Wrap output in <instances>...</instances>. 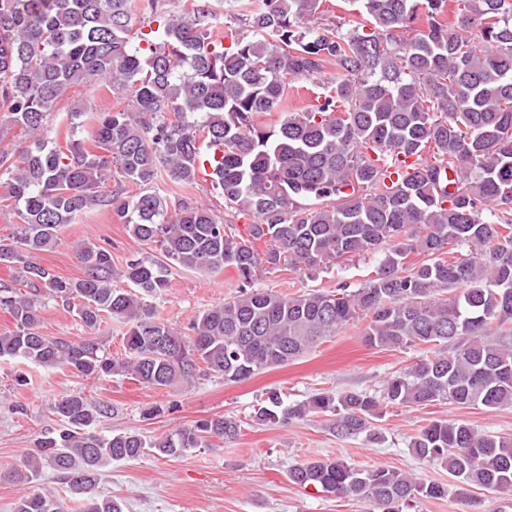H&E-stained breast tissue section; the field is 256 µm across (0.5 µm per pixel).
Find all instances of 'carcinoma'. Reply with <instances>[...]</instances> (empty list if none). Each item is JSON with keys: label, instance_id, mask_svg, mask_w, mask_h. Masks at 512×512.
<instances>
[{"label": "carcinoma", "instance_id": "carcinoma-1", "mask_svg": "<svg viewBox=\"0 0 512 512\" xmlns=\"http://www.w3.org/2000/svg\"><path fill=\"white\" fill-rule=\"evenodd\" d=\"M352 27L328 18L326 0H246L213 36L220 0H0V112L28 137L0 152L7 192L0 209L20 226L0 236V263L22 265L0 279V309L15 330L0 358L68 368L85 379L131 376L162 390L216 373L244 382L288 364L354 321L367 320L372 347L430 345L429 354L367 392H316L283 406L277 392L256 424L325 419L339 437L380 439V406L447 401L474 408L512 403V0H345ZM324 83L304 112H286L290 79ZM97 82L129 93L123 108L66 112L68 92ZM279 114L268 122L264 117ZM117 169L139 187L106 186ZM207 173L224 200L220 220L204 202L175 203L155 190ZM112 213L152 251L126 260L113 285L111 253L76 250L84 276L66 279L32 261L53 248L79 214ZM250 215L240 231L233 218ZM382 255L363 286L281 296L253 287L273 270L334 269ZM229 269L239 295L199 315L183 332L146 298L169 287V267ZM49 297L75 314L87 337L39 332ZM125 323V357L104 349L103 319ZM46 431L3 478L25 484L56 471L79 512H123L99 493L114 461L214 448L241 434L224 416L153 440L93 426L105 413L83 391L54 403ZM460 488L512 493V440L465 422L432 420L409 442ZM288 479L329 495L403 512L448 487L388 467L311 459ZM15 512H64L50 490L24 494Z\"/></svg>", "mask_w": 512, "mask_h": 512}]
</instances>
